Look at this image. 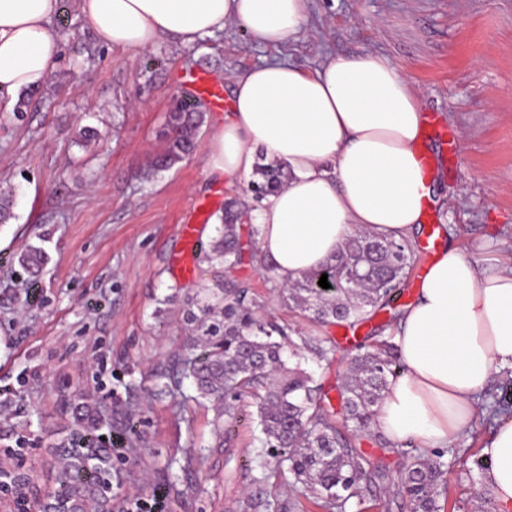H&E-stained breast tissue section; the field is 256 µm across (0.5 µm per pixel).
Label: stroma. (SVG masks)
<instances>
[{"instance_id":"1","label":"stroma","mask_w":512,"mask_h":512,"mask_svg":"<svg viewBox=\"0 0 512 512\" xmlns=\"http://www.w3.org/2000/svg\"><path fill=\"white\" fill-rule=\"evenodd\" d=\"M57 63L42 87L0 94V200L11 219L0 225V461L30 482L26 499L55 484L58 442L72 428L70 402L82 397L112 411L113 425L132 422L125 454L112 457V504L165 493V512H243L247 497L277 512H322L291 476L240 427L232 447H212L210 401L191 379L163 376L186 354V313L200 289L223 281L254 288L263 317L302 331L314 325L278 299L265 271L250 260L259 243L242 217L243 257L230 271L193 258L194 273L177 276L184 249L179 224L196 201H208L203 243H211L224 202L257 201L250 181L227 185L207 172V146L219 113L199 105L197 145L172 168L151 170L165 148L168 113L185 98L182 78L202 69L222 85L266 61L303 70L326 54L380 53L422 93L454 145L429 137L426 151L442 163L433 208L442 235L473 250L489 241L512 257V0H309L300 33L276 47L251 41L238 25L184 45L165 38L146 50L107 47L95 38L78 0H59ZM27 108H20V101ZM48 261L38 280L18 265L26 246ZM503 392L481 396L479 417L445 453L446 512H475L488 497L470 479ZM362 446L388 477L368 512H401L397 483L404 458L388 441Z\"/></svg>"}]
</instances>
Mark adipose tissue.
Wrapping results in <instances>:
<instances>
[{
  "mask_svg": "<svg viewBox=\"0 0 512 512\" xmlns=\"http://www.w3.org/2000/svg\"><path fill=\"white\" fill-rule=\"evenodd\" d=\"M100 43L134 50L182 43L241 23L250 39L278 46L307 19V0H79ZM59 0H0V90L42 86L61 51ZM420 95L373 51L328 55L315 70L272 62L247 69L208 144V173L250 177L258 158L288 181L254 214L266 262L282 282L320 268L358 233L412 239L437 178L419 156ZM403 372L384 394L374 428L392 447L452 446L479 416L477 396L512 367V260L482 266L448 243L394 328ZM485 482L499 512H512V419L482 448Z\"/></svg>",
  "mask_w": 512,
  "mask_h": 512,
  "instance_id": "ef3b65f1",
  "label": "adipose tissue"
}]
</instances>
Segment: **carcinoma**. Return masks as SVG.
Masks as SVG:
<instances>
[{"mask_svg": "<svg viewBox=\"0 0 512 512\" xmlns=\"http://www.w3.org/2000/svg\"><path fill=\"white\" fill-rule=\"evenodd\" d=\"M202 114L186 103L168 116L165 150L154 167L168 169L194 148ZM252 182L260 199L280 190L288 172L269 164L257 168ZM238 201L224 206V224L211 244L208 258L228 271L241 261L236 234ZM405 240L379 239L359 234L350 239L334 262L304 275L288 285H279V295L289 306L322 327L336 326L356 331L369 323L377 311L405 283L410 270L420 262ZM46 256L39 247L21 253L18 263L31 279L42 273ZM327 274L331 288L318 281ZM188 311L191 332L188 355L181 374L193 381L198 397L216 402L214 448H228L236 437L233 426L243 416L244 398L256 407V428L265 453L287 464L291 487L307 488L325 512H346L365 505L373 488L385 477L361 448V438L371 428L375 408L386 391L389 378L403 369L390 334L392 321L370 328L374 351L357 356L342 379L339 398L342 418L329 411L326 394L314 376L302 367L312 357L330 361L339 341L332 335L311 336L289 329L258 314L260 304L248 285L225 288L219 282L196 295ZM75 431L60 443L90 448L97 441L95 429L111 417L96 407L91 418L73 408ZM404 471L396 494L409 502L410 512H441L439 488L446 484L445 463L405 453ZM89 458H69L57 482L82 483Z\"/></svg>", "mask_w": 512, "mask_h": 512, "instance_id": "1", "label": "carcinoma"}]
</instances>
